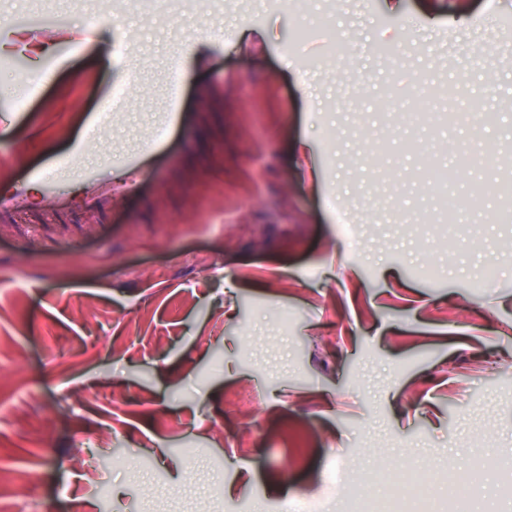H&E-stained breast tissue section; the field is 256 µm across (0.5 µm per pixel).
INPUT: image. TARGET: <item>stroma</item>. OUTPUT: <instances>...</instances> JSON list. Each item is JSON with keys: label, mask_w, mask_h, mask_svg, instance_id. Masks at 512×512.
<instances>
[{"label": "stroma", "mask_w": 512, "mask_h": 512, "mask_svg": "<svg viewBox=\"0 0 512 512\" xmlns=\"http://www.w3.org/2000/svg\"><path fill=\"white\" fill-rule=\"evenodd\" d=\"M92 16L110 53L50 82L0 52V192L120 94L112 152L144 153L111 211L71 181L0 220V473L35 512H350L412 466L453 512L454 464L512 512V0H0V27Z\"/></svg>", "instance_id": "1"}]
</instances>
